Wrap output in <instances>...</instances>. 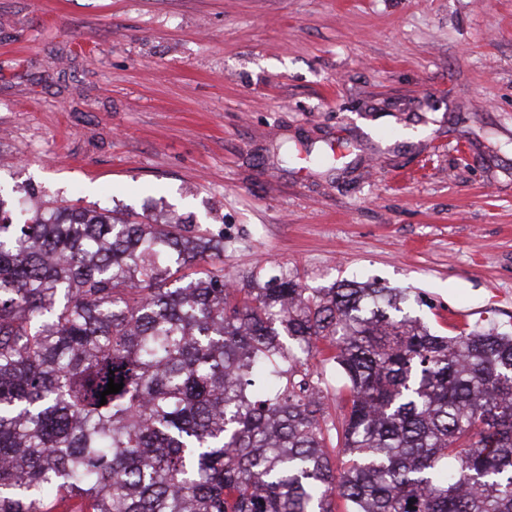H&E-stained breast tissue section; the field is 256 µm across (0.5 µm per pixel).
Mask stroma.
Masks as SVG:
<instances>
[{
    "label": "stroma",
    "mask_w": 512,
    "mask_h": 512,
    "mask_svg": "<svg viewBox=\"0 0 512 512\" xmlns=\"http://www.w3.org/2000/svg\"><path fill=\"white\" fill-rule=\"evenodd\" d=\"M0 185L512 326V0H0Z\"/></svg>",
    "instance_id": "1"
}]
</instances>
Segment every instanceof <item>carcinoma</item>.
<instances>
[{"mask_svg": "<svg viewBox=\"0 0 512 512\" xmlns=\"http://www.w3.org/2000/svg\"><path fill=\"white\" fill-rule=\"evenodd\" d=\"M408 298L236 282L219 230L0 192V512H512V330Z\"/></svg>", "mask_w": 512, "mask_h": 512, "instance_id": "cac0c4a2", "label": "carcinoma"}]
</instances>
